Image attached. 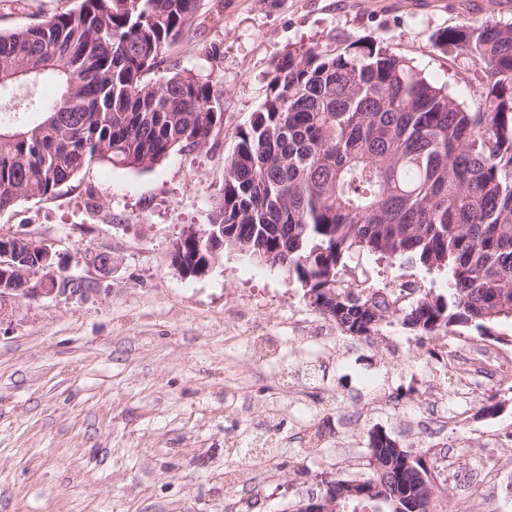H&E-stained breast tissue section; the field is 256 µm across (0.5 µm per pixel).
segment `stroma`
I'll use <instances>...</instances> for the list:
<instances>
[{
  "label": "stroma",
  "mask_w": 512,
  "mask_h": 512,
  "mask_svg": "<svg viewBox=\"0 0 512 512\" xmlns=\"http://www.w3.org/2000/svg\"><path fill=\"white\" fill-rule=\"evenodd\" d=\"M79 5L0 0V32ZM464 19L512 23V0H201L156 74L211 78L223 133L148 169L91 164L0 211V235L51 248L81 284L0 318V512H286L318 493L321 472L367 477L373 429L448 458L435 512H512V377L479 371L459 390L453 372L428 368L435 337L396 317L374 342L345 336L295 278L230 248L198 276L171 264L183 231L207 223L236 131L285 56L372 39L471 107L479 66L435 43ZM91 251L111 253V272L89 265ZM346 277L448 293L446 274L367 253ZM317 431L321 450L306 453ZM263 432L277 441L274 481L227 488L237 457L225 440Z\"/></svg>",
  "instance_id": "obj_1"
}]
</instances>
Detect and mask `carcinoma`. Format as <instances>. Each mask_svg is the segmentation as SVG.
<instances>
[{
    "label": "carcinoma",
    "instance_id": "1",
    "mask_svg": "<svg viewBox=\"0 0 512 512\" xmlns=\"http://www.w3.org/2000/svg\"><path fill=\"white\" fill-rule=\"evenodd\" d=\"M200 0H81L36 26L0 33V210L51 196L93 162L132 169L201 147L224 130L212 83L176 72L147 79L197 20ZM437 45L479 65L476 111L374 41L315 48L276 64L269 92L236 133L209 218L224 246L294 277L320 314L351 338L383 321L423 336L467 325L512 331V24L467 20ZM52 81L45 104L41 86ZM366 252L448 276V296L417 288L409 308L385 288L345 283ZM186 262L208 238L183 242ZM368 477L322 478L317 512L364 503L432 512L437 461L382 431L368 434Z\"/></svg>",
    "mask_w": 512,
    "mask_h": 512
}]
</instances>
